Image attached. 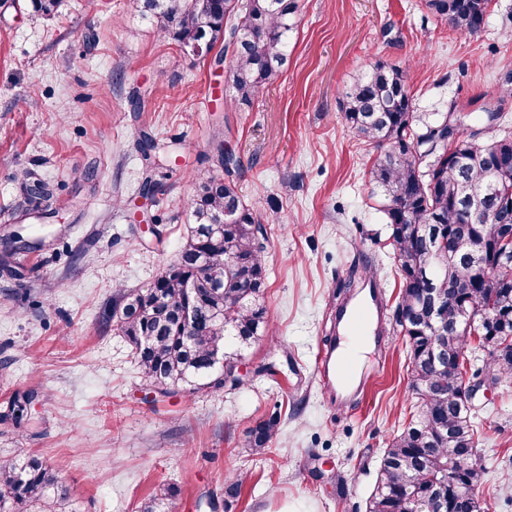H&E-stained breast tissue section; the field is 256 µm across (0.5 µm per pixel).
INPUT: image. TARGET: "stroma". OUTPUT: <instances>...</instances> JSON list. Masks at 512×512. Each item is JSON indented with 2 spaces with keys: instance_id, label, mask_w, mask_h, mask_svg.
Here are the masks:
<instances>
[{
  "instance_id": "1",
  "label": "stroma",
  "mask_w": 512,
  "mask_h": 512,
  "mask_svg": "<svg viewBox=\"0 0 512 512\" xmlns=\"http://www.w3.org/2000/svg\"><path fill=\"white\" fill-rule=\"evenodd\" d=\"M30 0H0V237L37 228L42 249L0 265V460L40 457L69 489L65 512H142L159 486L172 512H365L389 441L416 398L402 336L370 345L349 408L314 373L336 335L352 268L372 263L386 305L400 279L372 193L374 155L348 128L342 93L376 61L400 66L418 115L460 112L512 128V0H491L481 33L463 37L424 0H299L287 71L253 105L232 109L224 73L184 57L135 0H61L32 19ZM171 145L152 166L141 136ZM240 161L234 181L267 229L270 334L240 360L242 387L152 398L132 350L103 318L116 286L148 284L183 242L197 174L213 138ZM61 185L59 221L19 218L20 176ZM156 181L161 238L133 213ZM263 364L274 375L257 374ZM31 395L27 415L14 397ZM486 512H512V384L476 402ZM280 414L271 453L246 446ZM245 477L224 504V479Z\"/></svg>"
}]
</instances>
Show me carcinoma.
I'll use <instances>...</instances> for the list:
<instances>
[{
    "label": "carcinoma",
    "instance_id": "cac0c4a2",
    "mask_svg": "<svg viewBox=\"0 0 512 512\" xmlns=\"http://www.w3.org/2000/svg\"><path fill=\"white\" fill-rule=\"evenodd\" d=\"M490 0H425V7L454 32L483 29ZM148 20L181 51L224 44L230 103L251 105L288 63L298 0H138ZM342 111L355 135L376 156L372 182L381 193L390 246L401 279L394 329L407 348L412 418L385 449L367 512H485L478 491L486 468L478 452L471 408L458 396L463 377L512 381V241L502 221L486 212L512 197V130L488 135L450 112L419 122L407 75L376 61L343 92ZM216 171L198 178L188 201L191 224L174 262L150 283L116 289L109 318L133 351L141 378L168 396L183 386L224 387L213 361L228 368L269 335L262 302L266 270L261 222L232 179L238 161L216 137ZM495 155L502 163L487 165ZM21 219L56 217L55 187L25 172ZM498 270L495 287L485 277ZM469 278L472 288L456 291ZM482 354L481 364L468 350ZM280 416L256 422L248 448L269 450ZM470 457L464 466L462 456ZM177 495L162 487L143 512L169 508ZM68 499L60 477L39 457L0 460V512H28L35 502L56 512Z\"/></svg>",
    "mask_w": 512,
    "mask_h": 512
}]
</instances>
